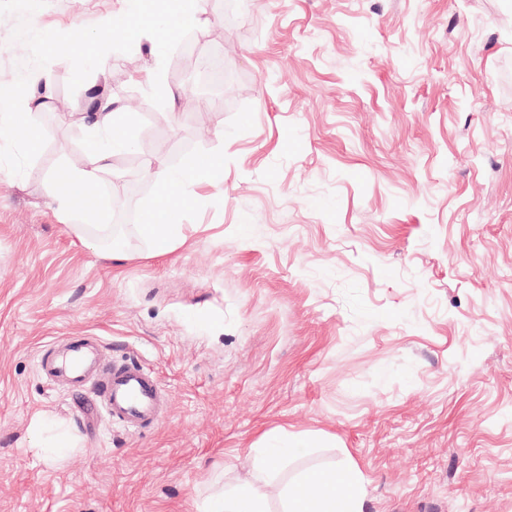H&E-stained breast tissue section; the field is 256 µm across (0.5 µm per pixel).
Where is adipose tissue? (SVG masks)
<instances>
[{
    "label": "adipose tissue",
    "instance_id": "1",
    "mask_svg": "<svg viewBox=\"0 0 512 512\" xmlns=\"http://www.w3.org/2000/svg\"><path fill=\"white\" fill-rule=\"evenodd\" d=\"M87 133L93 143L81 165L68 170L64 185L56 186L54 202L60 212L74 211L81 198L92 199V206L84 208L86 221L99 219L102 211L95 200L100 196L102 176L109 171L113 155L133 147L128 134L118 132L113 123L111 102H104L91 115ZM219 167L201 159L169 170L160 184L163 195L170 200L167 208L154 209L148 224L141 231L152 241L155 251L164 253L182 240L183 226L178 208L184 202L188 189L200 182L218 183ZM306 446L303 438L293 437L288 443H269L261 457L256 458L248 479L240 484L215 489L206 500V512H265L264 485L276 476L275 463ZM313 499L317 512H364L365 492L362 474L355 461H347L341 472H324L320 476L301 475L291 481L285 492L284 512H304L305 499Z\"/></svg>",
    "mask_w": 512,
    "mask_h": 512
}]
</instances>
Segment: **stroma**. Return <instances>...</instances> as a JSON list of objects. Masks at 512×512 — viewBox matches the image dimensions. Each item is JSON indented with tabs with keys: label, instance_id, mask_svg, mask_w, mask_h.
<instances>
[{
	"label": "stroma",
	"instance_id": "1",
	"mask_svg": "<svg viewBox=\"0 0 512 512\" xmlns=\"http://www.w3.org/2000/svg\"><path fill=\"white\" fill-rule=\"evenodd\" d=\"M124 0H49L29 22L70 32ZM0 18V85L28 50ZM191 38L232 94L174 52L157 107L150 36L31 109L47 143L0 179V512H204L253 469L264 439L308 437L264 486L268 512L299 472L352 458L364 512H512V0H248ZM111 98L136 147L112 159L104 225L144 213L163 174L201 156L183 242L141 231L90 248L55 183ZM140 361L169 409L132 433L52 388L37 353L70 335ZM47 414L75 446L41 459Z\"/></svg>",
	"mask_w": 512,
	"mask_h": 512
}]
</instances>
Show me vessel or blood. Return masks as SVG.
I'll return each mask as SVG.
<instances>
[{
  "label": "vessel or blood",
  "mask_w": 512,
  "mask_h": 512,
  "mask_svg": "<svg viewBox=\"0 0 512 512\" xmlns=\"http://www.w3.org/2000/svg\"><path fill=\"white\" fill-rule=\"evenodd\" d=\"M38 368L50 385L91 393L112 423L129 431L153 427L167 412L155 373L137 360L110 358L96 337H68L59 350L47 345L38 355Z\"/></svg>",
  "instance_id": "1"
}]
</instances>
